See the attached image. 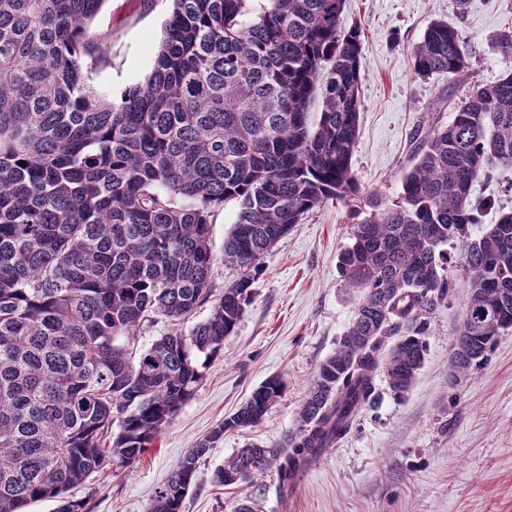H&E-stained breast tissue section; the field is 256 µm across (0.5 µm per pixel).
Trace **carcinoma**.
I'll return each mask as SVG.
<instances>
[{"label": "carcinoma", "mask_w": 512, "mask_h": 512, "mask_svg": "<svg viewBox=\"0 0 512 512\" xmlns=\"http://www.w3.org/2000/svg\"><path fill=\"white\" fill-rule=\"evenodd\" d=\"M105 0H0V512H88L67 496L140 460L202 379L251 300L265 254L310 211L354 202L338 274L356 316L317 367L296 428L241 449L218 486L276 473L293 483L351 431L378 374L397 394L424 363V319L448 300V246L468 283L449 381L485 363L512 328V211L477 239L473 183L512 168V66L475 82L452 120L416 147L399 198L362 197L352 171L363 44L346 0H172L144 81L105 98L112 64L90 35ZM414 71L461 75L468 54L443 21L411 50ZM322 100L319 118L308 114ZM237 206L215 293L214 209ZM210 314L178 325L204 304ZM171 332L136 351L143 324ZM397 340L384 350L386 339ZM285 390L276 376L189 449L150 512H182L200 461L257 424Z\"/></svg>", "instance_id": "carcinoma-1"}]
</instances>
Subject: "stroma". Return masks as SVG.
<instances>
[{
    "label": "stroma",
    "instance_id": "stroma-1",
    "mask_svg": "<svg viewBox=\"0 0 512 512\" xmlns=\"http://www.w3.org/2000/svg\"><path fill=\"white\" fill-rule=\"evenodd\" d=\"M171 9V0H106L90 24L92 33L111 42L112 63L94 76L100 93L143 81ZM439 19L462 34L470 79L414 73L410 50ZM356 24L364 59L352 169L361 191L392 202L418 138L430 126L448 124L470 80L491 84L500 78L504 60L497 37L512 27V0H468L461 14L453 0H346L342 25ZM471 201L480 208L479 223L470 227L476 239L512 209V169L477 179ZM235 212L230 203L213 216L218 290L238 275L221 260ZM350 228V208L336 200L294 225L264 256L251 304L221 353L202 366V380L154 448L129 467L92 475L72 497L86 501L91 512H148L183 455L278 375L286 384L282 397L258 425L226 433L210 449L184 512H234L244 498L254 501L257 512H512V330L501 333L484 366L449 382L450 343L468 295L460 278L448 302L425 318L427 351L410 389L395 394L385 376H377L373 406L343 442L300 474L291 494L281 491L272 473L232 487L211 483L214 467L240 449L275 443L295 428L318 365L355 316L357 294L336 268Z\"/></svg>",
    "mask_w": 512,
    "mask_h": 512
}]
</instances>
